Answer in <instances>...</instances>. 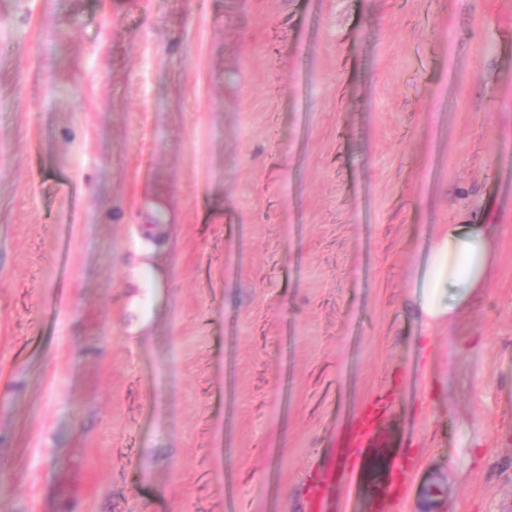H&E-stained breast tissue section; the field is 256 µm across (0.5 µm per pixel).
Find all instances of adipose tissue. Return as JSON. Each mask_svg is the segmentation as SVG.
Segmentation results:
<instances>
[{
  "mask_svg": "<svg viewBox=\"0 0 512 512\" xmlns=\"http://www.w3.org/2000/svg\"><path fill=\"white\" fill-rule=\"evenodd\" d=\"M494 232L489 224H452L429 246L426 270L418 283L416 314L426 325L451 317L488 283ZM135 293L128 311V330L138 333L162 288L160 277L134 276Z\"/></svg>",
  "mask_w": 512,
  "mask_h": 512,
  "instance_id": "ef3b65f1",
  "label": "adipose tissue"
}]
</instances>
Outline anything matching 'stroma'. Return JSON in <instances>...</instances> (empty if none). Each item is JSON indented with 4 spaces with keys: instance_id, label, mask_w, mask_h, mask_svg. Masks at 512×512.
<instances>
[{
    "instance_id": "stroma-1",
    "label": "stroma",
    "mask_w": 512,
    "mask_h": 512,
    "mask_svg": "<svg viewBox=\"0 0 512 512\" xmlns=\"http://www.w3.org/2000/svg\"><path fill=\"white\" fill-rule=\"evenodd\" d=\"M451 224L512 225V0H0V512H309L368 417L346 512H512V233L427 327ZM127 288L137 290L132 296L128 308L130 313L128 331L136 334L147 323L149 318L148 309H150V305L158 297L163 284L159 276L135 275ZM346 454L350 458H355L358 460L359 467L358 471H362L364 469H370L374 465V460L370 457L368 449L367 438L362 435H352L348 441Z\"/></svg>"
}]
</instances>
